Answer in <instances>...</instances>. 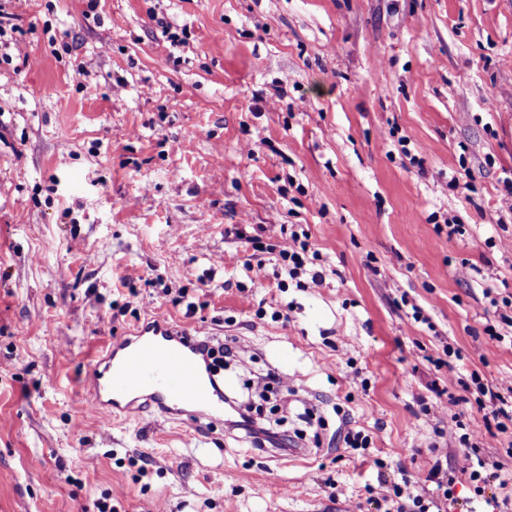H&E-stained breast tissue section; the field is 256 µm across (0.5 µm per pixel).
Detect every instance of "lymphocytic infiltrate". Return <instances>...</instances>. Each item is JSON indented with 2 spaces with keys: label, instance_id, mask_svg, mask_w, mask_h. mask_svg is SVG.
<instances>
[{
  "label": "lymphocytic infiltrate",
  "instance_id": "f902f5d3",
  "mask_svg": "<svg viewBox=\"0 0 512 512\" xmlns=\"http://www.w3.org/2000/svg\"><path fill=\"white\" fill-rule=\"evenodd\" d=\"M310 248L308 240L300 239L297 234L280 236L269 250L281 272L289 280H299L309 276L314 287L323 286L326 277L319 270H307L306 255ZM464 392H475L476 402L483 415L478 420H464L458 406L460 397L445 395L443 389H436L439 407L443 416L448 417L459 432L458 441L465 448L461 458L456 459L453 467L445 469L434 465L428 479L436 486L435 493H427L417 488L408 473H401L399 480L381 481L380 492L374 499L381 512H437L438 508L454 499V487L459 478H466L473 486L474 494L485 497L494 512H506L512 507V476L507 475L504 465L490 461L480 453L482 429L495 425L504 429L506 422H512V407L504 397L485 384L478 373H471L469 382L463 383ZM232 414L225 421L230 430L244 431L252 448L261 450L269 446H286L287 438L281 435L272 424L254 419L248 408L240 403H232Z\"/></svg>",
  "mask_w": 512,
  "mask_h": 512
}]
</instances>
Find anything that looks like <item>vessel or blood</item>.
Returning <instances> with one entry per match:
<instances>
[{
	"label": "vessel or blood",
	"mask_w": 512,
	"mask_h": 512,
	"mask_svg": "<svg viewBox=\"0 0 512 512\" xmlns=\"http://www.w3.org/2000/svg\"><path fill=\"white\" fill-rule=\"evenodd\" d=\"M86 385L92 406L103 413L127 412L146 401L198 421L214 423L224 414V387L203 369L196 336L160 320L103 346Z\"/></svg>",
	"instance_id": "vessel-or-blood-1"
}]
</instances>
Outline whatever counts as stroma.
Segmentation results:
<instances>
[{"instance_id": "35a3bbf8", "label": "stroma", "mask_w": 512, "mask_h": 512, "mask_svg": "<svg viewBox=\"0 0 512 512\" xmlns=\"http://www.w3.org/2000/svg\"><path fill=\"white\" fill-rule=\"evenodd\" d=\"M0 6V512H376L380 478L453 463L430 385H512L483 295L512 294V0ZM283 227L322 287L278 291L248 238ZM149 318L237 337V393L287 374L270 417L305 454L92 409L90 360Z\"/></svg>"}]
</instances>
